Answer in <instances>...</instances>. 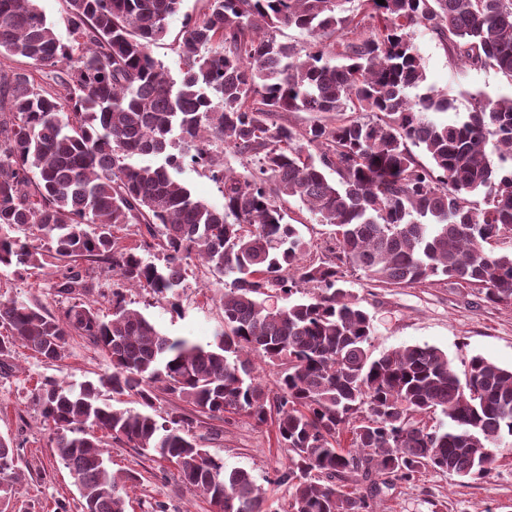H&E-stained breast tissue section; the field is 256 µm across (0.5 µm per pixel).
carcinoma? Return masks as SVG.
I'll return each instance as SVG.
<instances>
[{"instance_id":"carcinoma-1","label":"carcinoma","mask_w":512,"mask_h":512,"mask_svg":"<svg viewBox=\"0 0 512 512\" xmlns=\"http://www.w3.org/2000/svg\"><path fill=\"white\" fill-rule=\"evenodd\" d=\"M63 2L67 43L35 0H0V288L35 274L61 304L1 299L0 357L19 341L54 364L73 334L109 357L111 373L37 393L82 512H127L139 477L112 472L110 442L173 464L210 512H263L251 475L193 434L228 414L273 421L293 450L277 475L289 512H378L384 490L428 468L487 476L512 438V368L473 355L460 374L429 345L372 356L345 272L397 288L445 277L512 307V251L492 248L512 237V91L473 93L462 120L438 123L429 113L454 98L424 87L412 42L421 28L455 64L512 80V0H205L175 77L150 46L183 0ZM284 27L303 45L277 40ZM287 112L324 118L297 127ZM186 162L211 173L222 207L175 177ZM292 203L329 228L321 255ZM193 258L224 289V330L205 345L163 334L125 294L174 296ZM255 357L280 367L271 397ZM437 412L448 425L415 420ZM18 462L0 437V512ZM354 475L368 491L348 488Z\"/></svg>"}]
</instances>
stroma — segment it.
Returning a JSON list of instances; mask_svg holds the SVG:
<instances>
[{
    "label": "stroma",
    "instance_id": "stroma-1",
    "mask_svg": "<svg viewBox=\"0 0 512 512\" xmlns=\"http://www.w3.org/2000/svg\"><path fill=\"white\" fill-rule=\"evenodd\" d=\"M203 8L204 0H183L179 14L168 23L167 36L152 46V55L170 71L178 69L172 46L182 34L184 17L198 15ZM414 43L424 61L426 87L455 99L454 110L434 113L436 121L459 120L470 108L472 93L493 99L512 91V82L494 69L465 71L455 66L431 33L415 31ZM346 280L373 320L372 354L430 345L446 352L458 369L476 354L512 367V308L489 303L444 278L405 288H381L353 272ZM221 296V289L203 287L193 266L173 300L156 301L137 290L126 293L132 308L161 332L201 343L211 341L223 324ZM111 371L108 356L79 336L69 338L67 356L56 364H44L18 346L6 366L0 367V437L17 446L23 471L16 486L15 512H82L80 489L54 454L35 396L47 378L77 384ZM195 433L205 448L223 458L226 470H244L254 477L265 491L267 512H287L290 490L275 478L287 467L292 452L277 443L272 425L259 426L234 416L226 422L199 424ZM108 454L114 471H132L139 477L130 491V512H151L157 500L166 502L168 512H209L202 496L180 486L169 462L115 443ZM378 504L382 512H512V446H503L493 470L483 479L463 481L427 469L415 481L384 491Z\"/></svg>",
    "mask_w": 512,
    "mask_h": 512
}]
</instances>
